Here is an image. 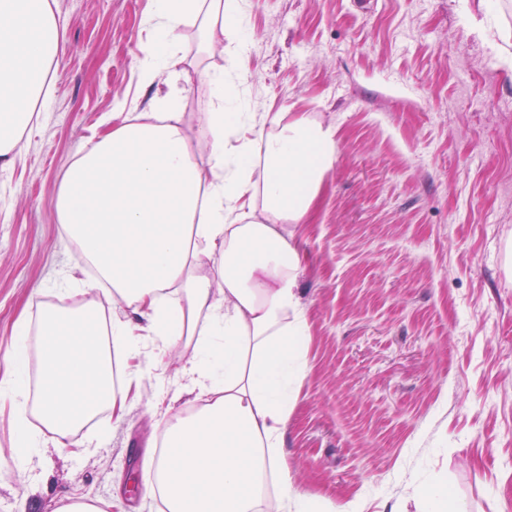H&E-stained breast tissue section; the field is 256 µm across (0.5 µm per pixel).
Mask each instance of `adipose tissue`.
Masks as SVG:
<instances>
[{
  "mask_svg": "<svg viewBox=\"0 0 512 512\" xmlns=\"http://www.w3.org/2000/svg\"><path fill=\"white\" fill-rule=\"evenodd\" d=\"M243 0H154L140 48L144 84L167 75L172 85L135 112L118 106L112 128L82 153L61 180L56 213L80 247L60 291L107 285L129 310L101 326L95 307L49 310L38 326L42 385L38 425L18 411V469L42 445L78 437L101 408L122 412L102 339L114 351L159 344L154 362L192 340L184 367L205 397L196 414L167 423L158 458L143 485L166 512H254L261 479L281 477V512H311L287 477L283 448L293 390L304 374L307 323L301 313V259L282 234L303 222L335 142L331 129L301 117H256L223 75L210 77L211 98L194 125L181 112L177 34L197 26L207 53L223 51L225 27L242 29ZM52 0H0V167L21 158L24 132L37 118L66 50ZM235 147H227L232 134ZM27 339L6 348L0 401L18 402L26 386Z\"/></svg>",
  "mask_w": 512,
  "mask_h": 512,
  "instance_id": "adipose-tissue-1",
  "label": "adipose tissue"
}]
</instances>
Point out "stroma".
I'll return each instance as SVG.
<instances>
[{
  "instance_id": "1",
  "label": "stroma",
  "mask_w": 512,
  "mask_h": 512,
  "mask_svg": "<svg viewBox=\"0 0 512 512\" xmlns=\"http://www.w3.org/2000/svg\"><path fill=\"white\" fill-rule=\"evenodd\" d=\"M247 46L182 52L194 123L223 73L257 116L333 128L335 154L308 218L285 234L302 259L307 367L288 421L291 483L314 512H420L442 482L446 512H512V0H246ZM151 0H55L67 49L51 97L0 169V347L58 304L76 259L54 209L73 161L146 106L139 48ZM150 348L113 356L129 388L78 443L19 472L0 406V512H161L147 496L148 444L189 413L188 349L147 370Z\"/></svg>"
}]
</instances>
